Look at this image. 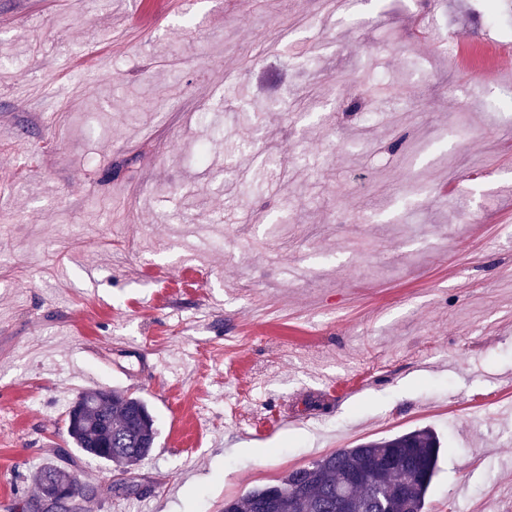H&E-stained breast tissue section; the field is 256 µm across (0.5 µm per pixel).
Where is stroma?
<instances>
[{
  "mask_svg": "<svg viewBox=\"0 0 512 512\" xmlns=\"http://www.w3.org/2000/svg\"><path fill=\"white\" fill-rule=\"evenodd\" d=\"M497 3L0 0V512L48 462L81 512H224L425 426L427 512H512V55L422 33L473 59ZM99 388L155 416L136 466L69 442Z\"/></svg>",
  "mask_w": 512,
  "mask_h": 512,
  "instance_id": "1",
  "label": "stroma"
}]
</instances>
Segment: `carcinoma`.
<instances>
[{
  "instance_id": "cac0c4a2",
  "label": "carcinoma",
  "mask_w": 512,
  "mask_h": 512,
  "mask_svg": "<svg viewBox=\"0 0 512 512\" xmlns=\"http://www.w3.org/2000/svg\"><path fill=\"white\" fill-rule=\"evenodd\" d=\"M67 435L84 456L125 468L150 455L158 435L148 404L118 389H95L81 393L67 416ZM443 452L439 435L423 427L390 437L369 440L336 451L296 468L274 484L256 487L227 501L231 512H262L271 499L288 508L283 512H336V499L347 493L354 512H425L427 497ZM396 454L401 463L379 478L348 482L352 471L365 461ZM39 495L47 486L75 487L79 498H88L90 488L78 483L75 474L52 462L34 476Z\"/></svg>"
}]
</instances>
